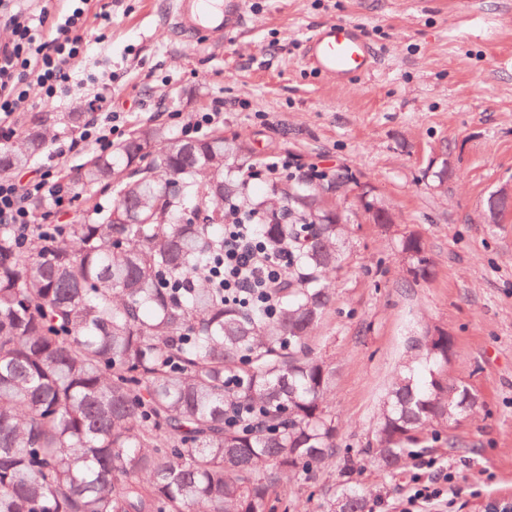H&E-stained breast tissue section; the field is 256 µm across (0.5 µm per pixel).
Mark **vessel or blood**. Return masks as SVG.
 <instances>
[{"mask_svg":"<svg viewBox=\"0 0 512 512\" xmlns=\"http://www.w3.org/2000/svg\"><path fill=\"white\" fill-rule=\"evenodd\" d=\"M243 0H174L172 21L183 35L220 46L229 28L238 25ZM306 66L315 75L345 86L372 74L375 52L354 23H329L306 40Z\"/></svg>","mask_w":512,"mask_h":512,"instance_id":"1","label":"vessel or blood"}]
</instances>
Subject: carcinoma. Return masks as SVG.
<instances>
[{
  "mask_svg": "<svg viewBox=\"0 0 512 512\" xmlns=\"http://www.w3.org/2000/svg\"><path fill=\"white\" fill-rule=\"evenodd\" d=\"M46 142L36 115L0 149V174ZM250 157L244 141L144 127L78 174L82 188L113 184L109 207L26 251L0 224V512H288L281 479L309 480L335 458L333 370L312 343L336 303L329 277L349 217L333 189L345 180L290 177L260 197L241 177ZM242 196L268 250H290L273 312L226 304L205 280L171 287L215 264L212 229ZM401 248L428 278L422 239ZM411 349L367 448L391 476L477 408L448 381L447 338ZM232 373L244 383L224 384ZM241 407L263 423L230 422ZM355 465L347 458L323 512H371Z\"/></svg>",
  "mask_w": 512,
  "mask_h": 512,
  "instance_id": "1",
  "label": "carcinoma"
}]
</instances>
